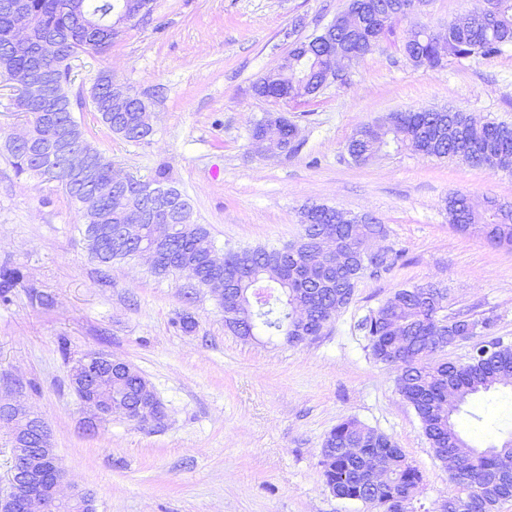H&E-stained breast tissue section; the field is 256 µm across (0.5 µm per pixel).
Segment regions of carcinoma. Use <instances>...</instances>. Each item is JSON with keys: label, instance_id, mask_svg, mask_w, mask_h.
Wrapping results in <instances>:
<instances>
[{"label": "carcinoma", "instance_id": "1", "mask_svg": "<svg viewBox=\"0 0 512 512\" xmlns=\"http://www.w3.org/2000/svg\"><path fill=\"white\" fill-rule=\"evenodd\" d=\"M31 21L39 29H53L63 33L61 55L54 63L56 81L50 87L53 94H62L66 111H71L74 99L68 89L71 84V61L81 53L96 50L97 34L75 25L68 10V0H27ZM121 0H85L87 19H117ZM365 0H347L342 11L333 18L336 38L344 42L354 62L370 54L374 47L349 36L347 22L363 10ZM378 34L382 40L398 21L396 16H384L392 0H370ZM474 10L481 21L464 31L448 26L445 32L432 35L426 27L405 37L401 45L403 55L416 67L437 69L445 59L464 60L473 57L488 58L501 54L512 46V0H476ZM13 19L0 9V68L18 73L26 70L28 61L8 54L7 37ZM323 45L315 34L301 40L298 49L300 64L288 68L258 96L274 99L288 89L303 84L311 99L321 93ZM103 76L96 77L92 88L97 90L91 107L99 120L112 133L129 142H142L148 135L137 123V113L126 117V127H117L110 115L103 111L107 86ZM280 116L266 112L252 123L251 144L256 151L292 154L299 148L293 130L279 143L259 142L263 122ZM4 150L18 174L36 175L35 167L26 157L25 146L4 144ZM346 150L357 164H366L387 155L411 153L437 159H452L489 171L512 172V123L486 120L453 109L420 108L410 112H394L378 124V134L370 135L369 126L356 129L348 138ZM137 186L159 191H170L183 204L188 200L173 185L166 170H159L148 181L132 179ZM448 223L461 232H472L496 247H512V204L485 198L480 204L465 193L457 192L444 200ZM108 208V223L123 224L127 217L125 198L114 195L104 199ZM302 231L294 241L281 248H239L224 253V271L233 279L235 288L231 297L240 307H249L245 319L234 318L232 331L241 337L263 334L270 338L282 337L290 345L303 343V336H319L329 323V316L337 314L352 301L357 282L369 275L378 277L390 272L401 254L393 246H386L384 268L365 270L354 274L348 269L331 271L321 257L322 248L352 254L363 252L375 235L388 237L386 224L373 214H348L324 204L313 203L300 211ZM81 233L93 258L103 265H112L135 257L131 249L105 252L102 246ZM215 243L208 228L198 222L179 226L171 235L169 248L173 259L167 266L151 268L157 277L176 273L181 261L209 251ZM23 280L17 267H0V301H9L11 289ZM478 325L489 340L474 347L468 361L448 364L436 361L428 353L434 339V330L445 328L452 332L460 326ZM494 322L489 317L479 318L471 313H448V289L436 284L413 285L399 288L369 315L357 323V329L368 341L372 358L400 369L397 377L399 394L409 402L421 422L423 434L434 454L456 450L468 454V484L450 481L446 496L441 499L446 512H454L459 498L471 496L477 500L478 512H499L512 497V478L502 482H484L482 478L498 468L500 456L512 451V439L499 446L476 448L458 430L452 413L442 407L448 388L455 389L459 403L478 393H488L512 383V344L491 336ZM142 386L138 372L112 375L108 390L112 397L136 402ZM355 442L363 454L379 466L383 481L369 486L362 467L352 461L342 448ZM326 486L338 498L365 500L369 512H415L414 502L422 484V475L406 461L403 451L391 437L372 430L355 419L338 423L325 436L319 461Z\"/></svg>", "mask_w": 512, "mask_h": 512}]
</instances>
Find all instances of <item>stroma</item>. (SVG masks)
I'll return each mask as SVG.
<instances>
[{"label":"stroma","instance_id":"stroma-1","mask_svg":"<svg viewBox=\"0 0 512 512\" xmlns=\"http://www.w3.org/2000/svg\"><path fill=\"white\" fill-rule=\"evenodd\" d=\"M345 4L153 0L149 23L127 24L107 51L72 62L75 87L109 70L135 91H157L154 133L141 143L113 134L89 108L75 117L122 172L146 180L166 167L219 250L282 246L312 202L387 224L402 259L360 280L313 341L237 336L214 294L193 290L188 274L158 278L140 259L101 265L61 184L16 174L0 155V266L25 275L0 302V392L20 394L47 424L69 484L92 494L95 512H367L334 496L319 465L326 433L348 418L402 448L422 474L426 512L450 486L397 390V367L372 359L356 325L397 288L439 283L452 310L493 317L495 335L512 339V248L454 230L442 208L456 191L512 202V173L410 154L359 165L344 145L360 125L421 107L512 122V49L416 67L401 51L402 21L316 98L276 104L255 95L292 39L319 31ZM272 110L296 123L297 154L252 147L253 119ZM186 315L189 331L179 324ZM90 351L129 362L164 421L94 420L69 384L74 360ZM455 420L479 448L512 437V385L472 396Z\"/></svg>","mask_w":512,"mask_h":512}]
</instances>
